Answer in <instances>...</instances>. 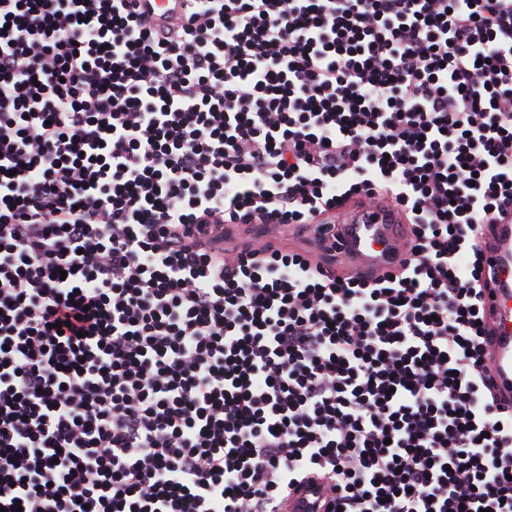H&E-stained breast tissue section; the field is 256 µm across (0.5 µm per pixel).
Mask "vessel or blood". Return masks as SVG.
Listing matches in <instances>:
<instances>
[{
  "label": "vessel or blood",
  "mask_w": 512,
  "mask_h": 512,
  "mask_svg": "<svg viewBox=\"0 0 512 512\" xmlns=\"http://www.w3.org/2000/svg\"><path fill=\"white\" fill-rule=\"evenodd\" d=\"M138 8L151 22L165 26L184 18V0H138ZM347 217L340 227L333 268L337 275H360L394 270L405 256V236L398 230L404 218L390 207L347 201ZM484 256L494 265L496 286L488 302L491 344L486 363L500 398L512 400V220L493 225L481 240ZM331 495L327 479L303 481L285 498L280 512H323L321 503Z\"/></svg>",
  "instance_id": "1"
}]
</instances>
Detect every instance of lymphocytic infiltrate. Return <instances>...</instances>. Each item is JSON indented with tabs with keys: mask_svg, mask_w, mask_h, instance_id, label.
Returning a JSON list of instances; mask_svg holds the SVG:
<instances>
[{
	"mask_svg": "<svg viewBox=\"0 0 512 512\" xmlns=\"http://www.w3.org/2000/svg\"><path fill=\"white\" fill-rule=\"evenodd\" d=\"M353 197L400 271L282 245ZM507 215L512 0H0V512H512ZM184 1L185 0H138L137 3L140 12L151 22L160 27L184 18ZM486 260L497 273V282L488 301L487 320L491 344L486 364L496 379L497 394L512 400V220L492 224V232L481 239ZM331 496V484L327 479L304 480L285 498L280 512H323L321 503Z\"/></svg>",
	"mask_w": 512,
	"mask_h": 512,
	"instance_id": "f902f5d3",
	"label": "lymphocytic infiltrate"
}]
</instances>
